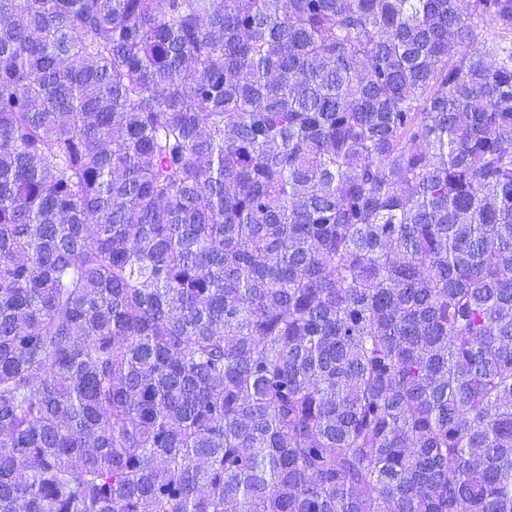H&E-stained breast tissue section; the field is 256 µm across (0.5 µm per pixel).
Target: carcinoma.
<instances>
[{
    "label": "carcinoma",
    "mask_w": 512,
    "mask_h": 512,
    "mask_svg": "<svg viewBox=\"0 0 512 512\" xmlns=\"http://www.w3.org/2000/svg\"><path fill=\"white\" fill-rule=\"evenodd\" d=\"M0 512H512V0H0Z\"/></svg>",
    "instance_id": "obj_1"
}]
</instances>
